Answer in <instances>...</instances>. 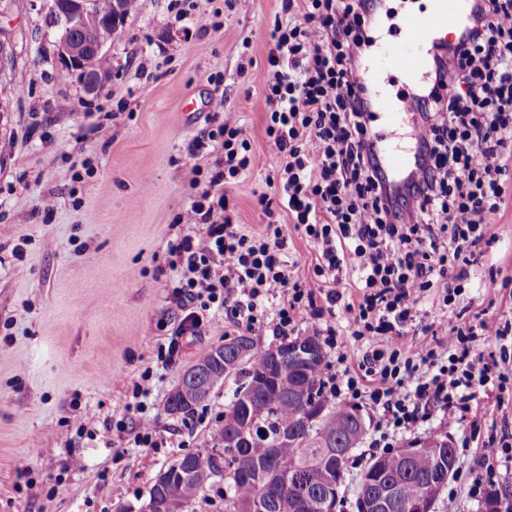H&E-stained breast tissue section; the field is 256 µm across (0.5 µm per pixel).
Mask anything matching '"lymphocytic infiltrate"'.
Listing matches in <instances>:
<instances>
[{
    "label": "lymphocytic infiltrate",
    "mask_w": 512,
    "mask_h": 512,
    "mask_svg": "<svg viewBox=\"0 0 512 512\" xmlns=\"http://www.w3.org/2000/svg\"><path fill=\"white\" fill-rule=\"evenodd\" d=\"M380 0H282L249 64H262L257 97L275 166L256 195L268 222L245 231L228 193L252 168L251 136L210 100L220 120L204 137L220 156L209 192L175 218L186 232L171 247L172 296L181 311L160 355L173 361L179 340L201 335L217 312L236 327L264 326L274 336L315 326L326 351L322 385L379 415L373 447L392 453L428 410L469 412L476 394L512 389V366L475 350L481 336L501 341L511 325L463 322L447 338L416 345L405 328L427 297L451 306L471 287L477 247L496 237L512 169V0H473L453 41L436 45L429 82L410 96L423 135L422 175L385 169L370 93L357 84ZM461 80L442 92L448 61ZM315 252L309 278L288 265V232ZM351 274L354 292L339 289ZM360 342V360L348 341Z\"/></svg>",
    "instance_id": "f902f5d3"
}]
</instances>
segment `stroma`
<instances>
[{"mask_svg":"<svg viewBox=\"0 0 512 512\" xmlns=\"http://www.w3.org/2000/svg\"><path fill=\"white\" fill-rule=\"evenodd\" d=\"M168 4L138 0L89 94L79 73H60L44 35L47 0H0V30L14 48L0 76V99L12 103L0 116V512H130L160 472L209 447L224 421L229 382L193 416L167 409L184 372L238 334L216 314L203 335L183 339L172 364H161L159 347L181 314L168 249L184 231L174 218L189 203L191 167L215 160L209 149H189L209 126L218 75L224 107L244 120L254 152L230 203L246 231L267 222L254 193L275 158L255 99L262 70L249 66L243 44L266 39L281 0H197L186 22ZM495 233L456 308L421 306L414 343L426 326L445 336V317L512 320V175ZM148 368L147 411L160 445L137 448L116 424L136 421L132 384ZM79 420L92 437L73 434ZM416 434L449 437L458 512H482L468 487L488 453L483 438L512 442V398L500 405L477 396L452 423L431 412Z\"/></svg>","mask_w":512,"mask_h":512,"instance_id":"35a3bbf8","label":"stroma"}]
</instances>
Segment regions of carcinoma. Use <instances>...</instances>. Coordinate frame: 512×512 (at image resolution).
<instances>
[{
  "mask_svg": "<svg viewBox=\"0 0 512 512\" xmlns=\"http://www.w3.org/2000/svg\"><path fill=\"white\" fill-rule=\"evenodd\" d=\"M92 11L98 23L90 30L63 28L58 25V18L47 16V27L56 37L63 36L79 43L111 44L116 27L107 23L114 13L113 0H91ZM249 344L250 369L235 381L233 400L224 411V424L212 434L211 445L226 442L231 435L241 434L242 419L233 414L236 397L240 390L265 377L268 368L267 350L256 347L251 337L244 334L232 338L224 347L228 348L235 341ZM200 362L209 367L206 385L198 394L195 404L203 402L212 389L224 382V365L217 362L214 352L206 354ZM324 357L309 366V371H300L294 363L283 358L277 371L275 389L279 399L263 422L264 430L249 436L244 453L253 463H258L264 470V482L254 483L234 480L224 484V500L233 502L235 512H290L288 493L280 490V482L290 479L297 493L303 497L306 507L301 512H321L319 503L327 492V486L336 482V471L346 469L349 457L342 455L345 439L352 431L363 434L358 428V420L352 414L353 406L331 405L326 415L313 428L312 440H298L293 432L300 423L303 410L302 401L292 398L295 388L307 384V404H321L326 401L320 390V377ZM431 447L422 449L421 454L410 464H404L399 453L379 456L370 460L354 478L360 482L372 479L379 473L381 482L396 487L397 509L395 512H409L408 504L425 492L431 478L441 468L451 472L457 471L455 448L438 441V436H428ZM175 466L190 473L186 479L161 485H152L147 491L146 499L153 504V512H163L166 500L178 498L188 505L195 501L205 489L201 477L219 470L218 459L208 451L189 452L175 462Z\"/></svg>",
  "mask_w": 512,
  "mask_h": 512,
  "instance_id": "carcinoma-1",
  "label": "carcinoma"
}]
</instances>
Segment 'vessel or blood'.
Segmentation results:
<instances>
[{"label": "vessel or blood", "instance_id": "b4317fda", "mask_svg": "<svg viewBox=\"0 0 512 512\" xmlns=\"http://www.w3.org/2000/svg\"><path fill=\"white\" fill-rule=\"evenodd\" d=\"M468 10L469 0H431L429 9L405 10L398 20L397 36L382 40L365 67L361 81L373 91L382 160L393 176H402L412 168L413 150L396 137L406 125L407 114L390 88L401 79L423 80L435 46L444 33L463 24Z\"/></svg>", "mask_w": 512, "mask_h": 512}]
</instances>
